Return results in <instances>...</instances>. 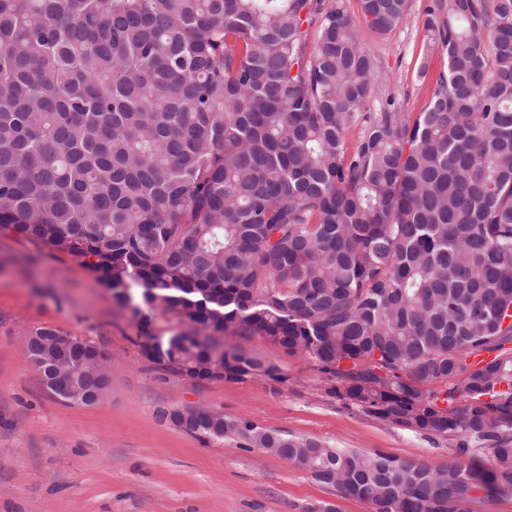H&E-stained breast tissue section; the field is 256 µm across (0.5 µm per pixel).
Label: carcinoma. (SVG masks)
Masks as SVG:
<instances>
[{
	"label": "carcinoma",
	"mask_w": 512,
	"mask_h": 512,
	"mask_svg": "<svg viewBox=\"0 0 512 512\" xmlns=\"http://www.w3.org/2000/svg\"><path fill=\"white\" fill-rule=\"evenodd\" d=\"M360 4L380 34L407 10ZM320 5L0 0V230L81 260L136 310L177 313L189 330L152 339L149 362L281 384L213 341L261 336L377 419L455 441L462 461L163 411L203 442L237 438L374 512H472L512 494V0H429L445 67L415 114L373 97L383 77L356 22ZM28 350L46 372L96 347L43 328ZM106 386L86 362L48 389L77 404Z\"/></svg>",
	"instance_id": "cac0c4a2"
}]
</instances>
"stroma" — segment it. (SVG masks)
<instances>
[{"label": "stroma", "mask_w": 512, "mask_h": 512, "mask_svg": "<svg viewBox=\"0 0 512 512\" xmlns=\"http://www.w3.org/2000/svg\"><path fill=\"white\" fill-rule=\"evenodd\" d=\"M361 43L384 77L383 96L402 111L422 110L430 89L418 77L443 68L428 56V0H408L403 22L381 35L360 18L359 0H342ZM48 327L101 346L110 386L92 406L62 404L43 390L24 338ZM185 328L163 310L121 304L81 261L0 231V512H372L339 496L309 472L237 440L202 444L160 412L191 405L331 448L380 451L445 469L459 456L447 439H428L380 421L333 392L335 382L304 354L260 336L223 343L277 367L285 377L191 384L141 355L152 337Z\"/></svg>", "instance_id": "1"}]
</instances>
